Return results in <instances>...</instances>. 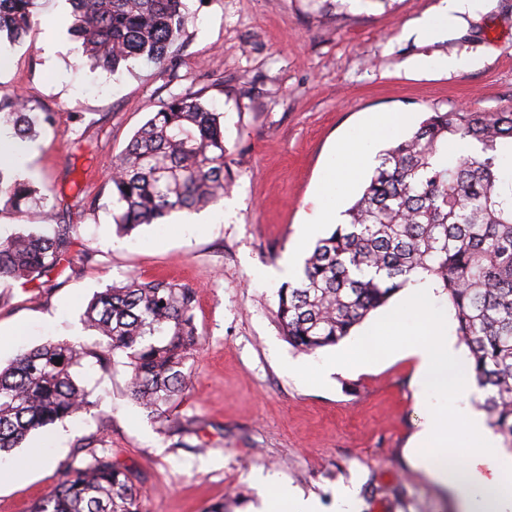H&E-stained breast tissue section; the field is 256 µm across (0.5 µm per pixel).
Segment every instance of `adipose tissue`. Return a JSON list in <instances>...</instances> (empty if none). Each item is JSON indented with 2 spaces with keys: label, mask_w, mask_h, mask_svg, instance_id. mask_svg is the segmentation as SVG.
<instances>
[{
  "label": "adipose tissue",
  "mask_w": 512,
  "mask_h": 512,
  "mask_svg": "<svg viewBox=\"0 0 512 512\" xmlns=\"http://www.w3.org/2000/svg\"><path fill=\"white\" fill-rule=\"evenodd\" d=\"M397 115H380L372 119L366 133L368 140L380 136L389 127L400 124ZM366 144L341 149L344 169L327 175L324 191L335 190L355 176L360 167L369 160ZM433 290L429 283H422L406 294L402 306L419 315L423 326L418 338L396 344L384 337H377L379 352L405 354L416 358L418 378L422 389L441 393L468 395L474 392L472 374L463 364V359L447 335L445 318L433 307ZM423 428L417 435L413 450L414 465L424 471L442 486L458 493L465 512H512V491L503 487L501 475L505 469L501 461L502 450L488 434L479 414L469 408H461L454 425L465 436L464 443L457 450L456 468H448V433L443 428L444 415L434 407L422 412Z\"/></svg>",
  "instance_id": "1"
}]
</instances>
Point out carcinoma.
I'll return each mask as SVG.
<instances>
[{
    "mask_svg": "<svg viewBox=\"0 0 512 512\" xmlns=\"http://www.w3.org/2000/svg\"><path fill=\"white\" fill-rule=\"evenodd\" d=\"M187 0H71L68 31L92 65L117 72L133 60L176 65ZM37 0H0V37L24 40ZM56 115L33 112L17 93L0 96V124L21 139ZM512 107L432 112L379 151L346 221L317 240L295 285L280 289L276 317L296 349L313 353L349 336L369 314L424 274L454 310L457 335L483 392L480 407L512 447ZM0 161V201L12 208L46 207V224L0 240V281L43 288L62 263L92 260L76 249L73 225L35 182L8 175ZM118 233L163 226L176 211L224 198L230 188L223 113L198 92L175 94L134 133L107 179ZM195 291L165 279L128 276L93 295L81 321L102 337L90 353L70 342H47L0 368V452L20 447L37 430L93 407L74 369L122 355L128 391L164 420L191 379L187 362L198 345ZM66 464L57 485L31 512H143L139 476L89 441Z\"/></svg>",
    "mask_w": 512,
    "mask_h": 512,
    "instance_id": "obj_1",
    "label": "carcinoma"
}]
</instances>
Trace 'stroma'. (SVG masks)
Wrapping results in <instances>:
<instances>
[{
  "mask_svg": "<svg viewBox=\"0 0 512 512\" xmlns=\"http://www.w3.org/2000/svg\"><path fill=\"white\" fill-rule=\"evenodd\" d=\"M440 0H188L173 69L89 66L66 27L69 0H39L28 37L0 44V92L21 93L56 124L20 142L22 171L48 188L63 223L77 227L92 261L64 270L54 288L0 283V364L46 342L81 344L77 374L93 408L41 429L26 448L44 464L23 480L0 473V512H31L89 438L106 441L138 473L146 512H204L227 501L249 512L272 476L331 512L338 489L360 512H457L447 489L416 470L408 448L420 424L416 365L362 345L372 312L352 336L308 354L276 319L281 272L303 264L317 236L302 229L325 203L321 186L341 142L360 138L378 113L410 116L512 106V0H480L452 28L414 31ZM467 54L475 67L448 73L414 60ZM201 93L224 115L233 185L218 204L175 212L167 233L144 226L120 236L107 177L135 131L175 94ZM166 276L196 294L195 379L151 419L130 397L126 367L100 366L101 338L80 321L92 295L125 275ZM348 368L319 378L324 362ZM303 368L289 374L287 365ZM17 448L13 457L24 456Z\"/></svg>",
  "mask_w": 512,
  "mask_h": 512,
  "instance_id": "1",
  "label": "stroma"
}]
</instances>
